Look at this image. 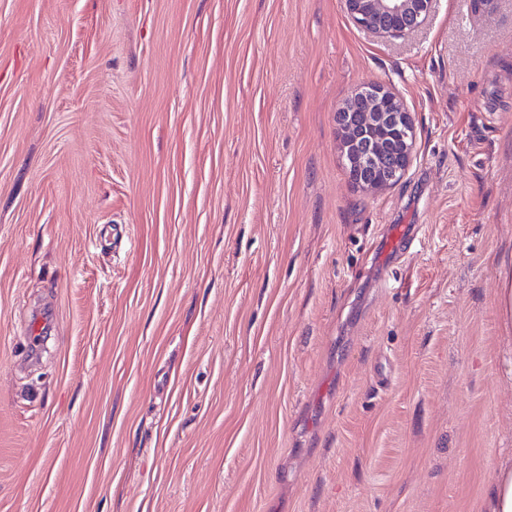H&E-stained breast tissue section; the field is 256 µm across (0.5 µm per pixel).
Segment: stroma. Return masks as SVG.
<instances>
[{"label":"stroma","instance_id":"1","mask_svg":"<svg viewBox=\"0 0 512 512\" xmlns=\"http://www.w3.org/2000/svg\"><path fill=\"white\" fill-rule=\"evenodd\" d=\"M369 82L416 132L381 190ZM509 254L512 0H0V512H481ZM437 0H345L350 20L382 37H402L421 27ZM336 112L349 177L364 189H382L401 181L413 159L415 127L411 112L388 87L369 83L358 88ZM363 106L364 111L357 110ZM371 168L372 178L364 177Z\"/></svg>","mask_w":512,"mask_h":512}]
</instances>
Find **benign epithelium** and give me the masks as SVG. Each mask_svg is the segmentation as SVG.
I'll return each instance as SVG.
<instances>
[{
  "label": "benign epithelium",
  "instance_id": "1",
  "mask_svg": "<svg viewBox=\"0 0 512 512\" xmlns=\"http://www.w3.org/2000/svg\"><path fill=\"white\" fill-rule=\"evenodd\" d=\"M437 0H344L350 20L382 37L406 36L428 19ZM358 105L336 112L349 177L364 189L401 181L413 159L412 114L388 87L369 83L354 92Z\"/></svg>",
  "mask_w": 512,
  "mask_h": 512
}]
</instances>
